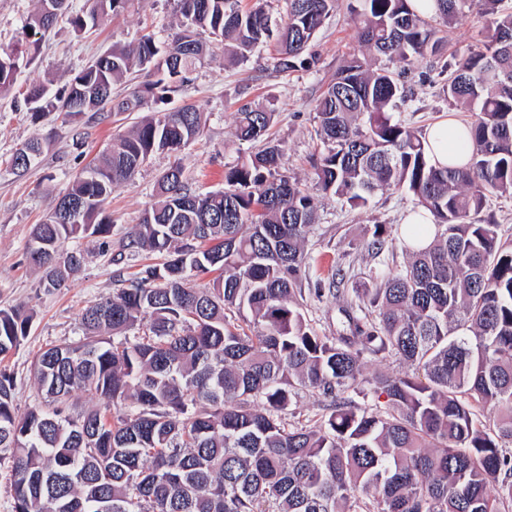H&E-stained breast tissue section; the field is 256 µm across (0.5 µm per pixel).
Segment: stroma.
Instances as JSON below:
<instances>
[{
	"instance_id": "1",
	"label": "stroma",
	"mask_w": 512,
	"mask_h": 512,
	"mask_svg": "<svg viewBox=\"0 0 512 512\" xmlns=\"http://www.w3.org/2000/svg\"><path fill=\"white\" fill-rule=\"evenodd\" d=\"M355 5V0H341L316 34L310 47L317 58L312 67L277 73L271 48L254 53L241 64L226 62L220 51L206 59L193 73L191 83L164 104L168 110L191 105L202 112L201 136L179 154L155 153L134 178L113 188L106 203L112 220L109 245L95 238L82 239L84 264L59 290L44 288L38 270L26 257L31 229L55 208L73 178L97 160L113 136L127 132L142 115L109 112L102 118L86 116L74 122L53 112L35 122L23 104L26 85L36 78H49L54 87H62L97 56L112 47L133 44L142 28L163 38L175 29L178 19L166 0H135L127 11L104 18L93 30L75 31L63 19L45 33L34 60L21 68L9 91L0 92V309L18 308L32 316L28 337L16 351L0 357V370L14 377L20 410L44 401L33 373L37 355L48 347L78 341L85 308L127 287L147 262L146 253L133 256L124 253L123 247L153 203L156 182L163 173L178 163L189 188L218 190L224 186L226 169L259 151V144L239 141L234 135L242 105H276L279 115L270 133L284 146L281 170L288 177L308 182L321 152L315 134L316 101L335 78L343 59L362 50L353 23ZM484 26V18L468 10L442 26L445 59H454L478 43ZM443 82L429 61L418 62L408 79L410 92L399 101L395 117L419 130L446 118L471 122L467 108L454 105L443 95ZM47 134L53 144L38 163L24 176L14 174L10 159L15 149L34 136ZM315 203L318 221L303 260V312L319 335L332 336L342 328L343 310L353 297V288L370 280L374 262L364 244L374 225H384L391 240L387 254L395 265L406 262L399 238L402 222L414 204L401 190L377 193L359 209L331 195L316 196ZM338 271L344 274V295L328 292L315 298V282L329 283Z\"/></svg>"
}]
</instances>
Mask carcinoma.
<instances>
[{"instance_id": "carcinoma-1", "label": "carcinoma", "mask_w": 512, "mask_h": 512, "mask_svg": "<svg viewBox=\"0 0 512 512\" xmlns=\"http://www.w3.org/2000/svg\"><path fill=\"white\" fill-rule=\"evenodd\" d=\"M49 0L26 20L21 39L0 48V92L33 60L37 35L69 13ZM71 18L81 32L133 0H87ZM180 19L160 39L144 33L114 48L61 90L33 82L23 102L33 119L50 112H136L162 103L214 53L244 63L259 45L277 53V71L308 67L310 43L339 0H288L273 18L267 0H170ZM354 13L366 54L347 58L317 100L324 145L311 185L279 173L280 143L224 172V189L197 193L176 166L158 183L128 244L164 256L128 287L89 305L83 338L41 351L34 373L46 403L19 412L11 374L0 371V462L11 463L12 512H509L512 509V242L482 223L489 195H512V9L502 0H436L421 15L410 0H360ZM468 2L488 19L485 39L448 63L446 93L470 108L473 147L462 164L431 160L424 132L394 118L416 62L441 57L435 22L452 23ZM207 32L214 42L199 38ZM157 79L114 101L132 68ZM274 105L242 107L235 136L262 139ZM192 106L156 111L112 139L34 226L27 246L47 288H63L81 266L69 240L108 244L104 204L156 151L179 153L202 133ZM51 137L13 154L21 175ZM403 189L430 212L435 234L423 248L403 244L407 261L381 260L373 288H355L358 310L345 328L320 336L301 312L302 263L316 221L314 194L361 208L378 191ZM79 209V221L66 220ZM366 247H386L375 225ZM221 271L210 288L191 279ZM150 318L149 334L126 330ZM31 315L0 310V355L28 335ZM394 357L398 373L364 376L365 359ZM384 397L386 407L345 397ZM330 400L313 426L290 429L282 413L298 390ZM101 401L76 416L74 394ZM131 401L132 411L118 405Z\"/></svg>"}]
</instances>
